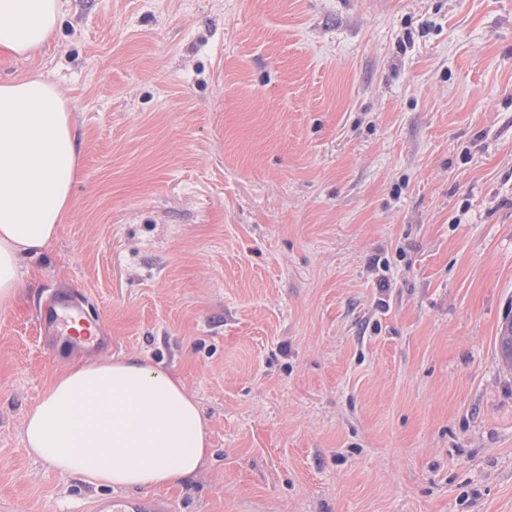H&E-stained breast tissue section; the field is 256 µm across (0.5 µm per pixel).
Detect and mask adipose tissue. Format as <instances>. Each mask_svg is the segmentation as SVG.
I'll list each match as a JSON object with an SVG mask.
<instances>
[{
	"label": "adipose tissue",
	"instance_id": "1",
	"mask_svg": "<svg viewBox=\"0 0 512 512\" xmlns=\"http://www.w3.org/2000/svg\"><path fill=\"white\" fill-rule=\"evenodd\" d=\"M60 0H0V58L52 40ZM78 147L72 107L39 76L0 84V308L22 262L52 242L71 207ZM27 452L63 475L116 489H160L196 473L209 442L194 396L138 356L67 363L28 412Z\"/></svg>",
	"mask_w": 512,
	"mask_h": 512
}]
</instances>
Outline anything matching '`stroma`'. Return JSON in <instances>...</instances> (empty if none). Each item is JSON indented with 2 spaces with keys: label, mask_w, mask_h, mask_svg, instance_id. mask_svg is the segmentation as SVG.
<instances>
[{
  "label": "stroma",
  "mask_w": 512,
  "mask_h": 512,
  "mask_svg": "<svg viewBox=\"0 0 512 512\" xmlns=\"http://www.w3.org/2000/svg\"><path fill=\"white\" fill-rule=\"evenodd\" d=\"M0 62L73 105L80 174L0 309V512L111 489L29 455L75 358L178 375L177 512H512V0H61ZM75 288L112 338L34 315Z\"/></svg>",
  "instance_id": "35a3bbf8"
}]
</instances>
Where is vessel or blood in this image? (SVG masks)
Returning <instances> with one entry per match:
<instances>
[{"mask_svg":"<svg viewBox=\"0 0 512 512\" xmlns=\"http://www.w3.org/2000/svg\"><path fill=\"white\" fill-rule=\"evenodd\" d=\"M36 320L41 332L62 347L83 345L104 332L103 323L88 317L82 296L72 289L55 293ZM92 512H174V507L161 498L132 495L98 499Z\"/></svg>","mask_w":512,"mask_h":512,"instance_id":"obj_1","label":"vessel or blood"}]
</instances>
